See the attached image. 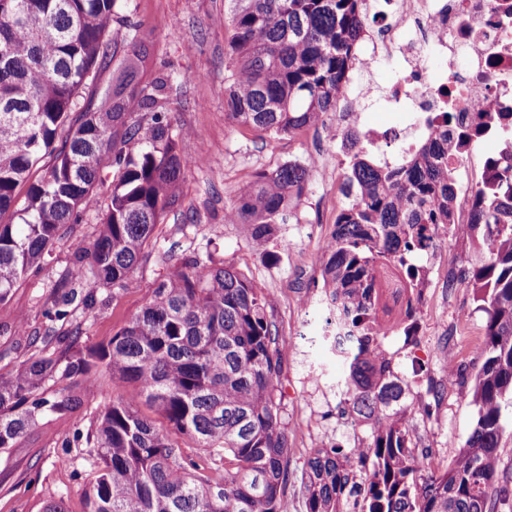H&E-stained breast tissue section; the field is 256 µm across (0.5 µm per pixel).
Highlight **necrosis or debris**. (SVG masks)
Returning a JSON list of instances; mask_svg holds the SVG:
<instances>
[{
	"instance_id": "1",
	"label": "necrosis or debris",
	"mask_w": 512,
	"mask_h": 512,
	"mask_svg": "<svg viewBox=\"0 0 512 512\" xmlns=\"http://www.w3.org/2000/svg\"><path fill=\"white\" fill-rule=\"evenodd\" d=\"M399 56L409 67L404 82L393 86L386 100L401 112L402 123L385 130L367 127L370 145L393 140L410 155L432 133L458 138L483 104L499 115L488 138L512 137V0H397L386 34L374 45L364 68L372 70ZM431 59L440 66L435 79L425 75V63ZM299 305L323 314L319 345H350L353 330L329 292L302 298ZM303 383L310 395V416L319 414L318 394L323 391L346 421H354L342 383L324 379L314 367L305 373Z\"/></svg>"
}]
</instances>
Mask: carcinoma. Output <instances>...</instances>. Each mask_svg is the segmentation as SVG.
Here are the masks:
<instances>
[{"label":"carcinoma","mask_w":512,"mask_h":512,"mask_svg":"<svg viewBox=\"0 0 512 512\" xmlns=\"http://www.w3.org/2000/svg\"><path fill=\"white\" fill-rule=\"evenodd\" d=\"M121 0H0V303L37 272L67 226L98 206L99 171L112 165V194L100 230L77 253L71 278L78 304L92 307L104 286L137 269L162 216L178 203L186 169L168 102L177 73L144 80L150 43L121 14ZM227 106L232 119L266 135L297 136L324 123L345 92L353 49L363 37L366 0H229ZM122 60L93 108L98 73ZM143 117L132 119V113ZM497 119L480 110L460 142ZM351 132L341 140L350 174L336 214L325 287L359 332L340 352L348 399L372 422V440L344 453L320 449L307 462L305 512H346L345 494L362 485L359 512H488L490 492L509 495L500 448L512 441V139L489 156L474 189L484 255L468 277L485 316L482 368L472 387L475 425L442 472L407 445L408 405L383 342L379 318L389 270L419 286L408 260L432 225L455 223L453 168L446 138L396 165L382 164ZM45 173L32 179L33 169ZM311 167L288 162L261 174L226 210L264 248L273 225L302 201ZM18 217L21 223L3 218ZM75 293H61L50 317L67 323ZM273 296L231 266L198 256L172 267L106 347L74 351L78 337L31 355L0 377V450L16 447L48 407L66 415L75 389L105 374L135 385L112 401L87 433L97 470L87 512H290L288 437L275 380L288 341L270 312ZM72 388L48 387L57 377ZM187 439L200 454L188 455Z\"/></svg>","instance_id":"carcinoma-1"}]
</instances>
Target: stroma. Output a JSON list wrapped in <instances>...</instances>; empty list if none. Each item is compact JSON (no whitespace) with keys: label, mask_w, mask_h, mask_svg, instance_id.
<instances>
[{"label":"stroma","mask_w":512,"mask_h":512,"mask_svg":"<svg viewBox=\"0 0 512 512\" xmlns=\"http://www.w3.org/2000/svg\"><path fill=\"white\" fill-rule=\"evenodd\" d=\"M127 5L141 34L153 44L150 72L166 64L181 76L168 108L174 126L184 132L182 152L205 155L208 162L185 171L179 203L157 225V243L145 249L137 272L123 286L106 287L93 310L75 307L65 328L79 336L80 347L107 345L172 266L196 254L211 258L217 266H234L265 291L282 293L273 319L280 336H288L291 291L323 284L325 259L314 245L312 232L331 231L345 201L341 189L349 168L336 162V130L326 123L295 137L267 136L229 117L227 0H127ZM313 146L322 148L323 154L312 167L301 204L286 223L275 225L265 249H255L242 225L225 223L226 208L258 174L272 173ZM100 218V211L85 213L82 222L71 225L46 256L41 271L20 281L0 303V376L12 375L23 360L65 329L51 321L48 313L58 285L75 262L77 248L94 239ZM424 297L438 352L424 358L418 383L408 397L410 442L414 451H426L433 468L441 470L453 460L474 425L471 391L482 365L480 356H457L452 340L458 336L480 344L485 317L476 308L472 289L446 286L443 270L435 264L430 267ZM21 317L27 325L20 331L16 325ZM294 345L295 354L281 358L276 386L291 448L288 496L292 512H304L300 483L307 460L319 449L369 438L371 428L340 425L332 413L318 420L301 415L304 396L299 378L307 362H319L338 377L347 367L313 346L310 337H295ZM451 362L456 365L457 383L447 391L440 377ZM132 391L130 383L104 376L96 387L82 389L83 402L74 414H43L16 447L0 450V512H43L52 500L62 502L65 512H84V490L96 459L90 456L83 435L113 400Z\"/></svg>","instance_id":"obj_1"}]
</instances>
